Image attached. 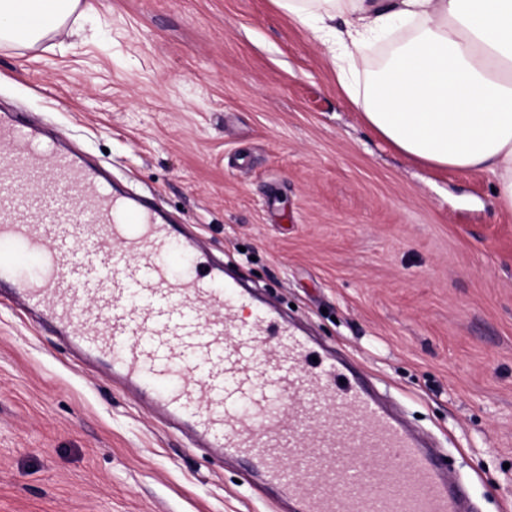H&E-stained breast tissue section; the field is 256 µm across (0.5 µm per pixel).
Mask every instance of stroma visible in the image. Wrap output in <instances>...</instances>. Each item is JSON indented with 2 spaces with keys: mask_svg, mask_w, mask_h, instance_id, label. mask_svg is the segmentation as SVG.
Returning <instances> with one entry per match:
<instances>
[{
  "mask_svg": "<svg viewBox=\"0 0 512 512\" xmlns=\"http://www.w3.org/2000/svg\"><path fill=\"white\" fill-rule=\"evenodd\" d=\"M0 46V109L197 236L349 358L472 512H512V211L491 176L374 135L327 44L275 0H90ZM0 301V512H281Z\"/></svg>",
  "mask_w": 512,
  "mask_h": 512,
  "instance_id": "obj_1",
  "label": "stroma"
}]
</instances>
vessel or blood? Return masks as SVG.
Instances as JSON below:
<instances>
[{
  "mask_svg": "<svg viewBox=\"0 0 512 512\" xmlns=\"http://www.w3.org/2000/svg\"><path fill=\"white\" fill-rule=\"evenodd\" d=\"M38 181V193L24 191ZM0 298L295 512H463L450 475L344 362L315 358L197 241L0 113Z\"/></svg>",
  "mask_w": 512,
  "mask_h": 512,
  "instance_id": "1",
  "label": "vessel or blood"
}]
</instances>
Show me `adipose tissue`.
<instances>
[{
  "mask_svg": "<svg viewBox=\"0 0 512 512\" xmlns=\"http://www.w3.org/2000/svg\"><path fill=\"white\" fill-rule=\"evenodd\" d=\"M332 44L341 87L366 124L426 165L483 171L512 209V0H275ZM81 0H0V45L61 32ZM405 25L378 71L363 47Z\"/></svg>",
  "mask_w": 512,
  "mask_h": 512,
  "instance_id": "adipose-tissue-1",
  "label": "adipose tissue"
}]
</instances>
